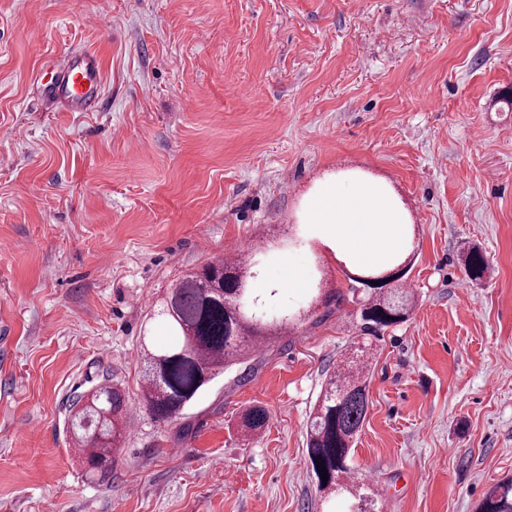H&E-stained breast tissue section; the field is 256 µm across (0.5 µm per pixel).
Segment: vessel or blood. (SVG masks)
<instances>
[{
  "label": "vessel or blood",
  "mask_w": 512,
  "mask_h": 512,
  "mask_svg": "<svg viewBox=\"0 0 512 512\" xmlns=\"http://www.w3.org/2000/svg\"><path fill=\"white\" fill-rule=\"evenodd\" d=\"M40 92L43 99L70 112L100 111L103 92L97 58L88 51L70 53L61 64L43 72Z\"/></svg>",
  "instance_id": "vessel-or-blood-1"
}]
</instances>
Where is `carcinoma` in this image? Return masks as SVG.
I'll return each mask as SVG.
<instances>
[{
	"label": "carcinoma",
	"mask_w": 512,
	"mask_h": 512,
	"mask_svg": "<svg viewBox=\"0 0 512 512\" xmlns=\"http://www.w3.org/2000/svg\"><path fill=\"white\" fill-rule=\"evenodd\" d=\"M467 276L484 277L488 264L477 249L467 250L464 258ZM243 261L218 260L197 272H188L168 290L160 303L171 341L160 346H144L141 378L143 401L159 420L176 419L217 375L239 364L250 349L277 338L288 318L269 315V307L283 289L264 283L260 276H243ZM349 280L354 286L368 284L379 294L368 296L360 308L362 329L377 338L391 325L405 319L410 298L402 288H391L394 275L365 264L353 265ZM315 296L326 306L343 301L342 292L312 283ZM364 367L355 361L337 368L315 407L309 423L307 455L318 487L331 498L349 490L346 480L348 458L366 418L368 400ZM96 418L98 434L89 439L80 422ZM73 443L87 455L90 470L105 480L112 467V454L125 433L128 412L124 393L116 384L100 383L89 395H81L69 409ZM266 423L263 409H250L243 417L242 430L259 433ZM325 468L322 481L318 469ZM480 512H512V480L493 487L482 502Z\"/></svg>",
	"instance_id": "obj_1"
}]
</instances>
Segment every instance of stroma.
I'll list each match as a JSON object with an SVG mask.
<instances>
[{"mask_svg":"<svg viewBox=\"0 0 512 512\" xmlns=\"http://www.w3.org/2000/svg\"><path fill=\"white\" fill-rule=\"evenodd\" d=\"M76 49L100 62L101 111L34 81ZM511 93L512 0H0V512H349L306 434L357 303L286 289L293 327L168 423L139 353L169 340L168 288L232 242L266 278L347 291L298 215L351 172L406 216L413 307L371 342L350 477L381 512H478L512 477ZM106 379L139 427L101 483L67 417ZM253 406L269 419L247 436Z\"/></svg>","mask_w":512,"mask_h":512,"instance_id":"1","label":"stroma"}]
</instances>
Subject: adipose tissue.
Listing matches in <instances>:
<instances>
[{"instance_id": "1", "label": "adipose tissue", "mask_w": 512, "mask_h": 512, "mask_svg": "<svg viewBox=\"0 0 512 512\" xmlns=\"http://www.w3.org/2000/svg\"><path fill=\"white\" fill-rule=\"evenodd\" d=\"M300 221L323 225L335 251L371 258L397 243L404 216L383 186L339 178L317 187Z\"/></svg>"}]
</instances>
